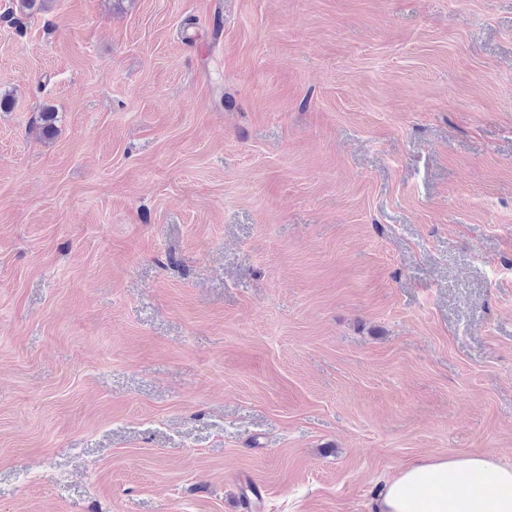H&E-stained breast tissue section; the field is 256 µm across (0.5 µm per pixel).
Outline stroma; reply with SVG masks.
I'll use <instances>...</instances> for the list:
<instances>
[{
	"instance_id": "35a3bbf8",
	"label": "stroma",
	"mask_w": 512,
	"mask_h": 512,
	"mask_svg": "<svg viewBox=\"0 0 512 512\" xmlns=\"http://www.w3.org/2000/svg\"><path fill=\"white\" fill-rule=\"evenodd\" d=\"M0 92V512L512 465V0H0Z\"/></svg>"
}]
</instances>
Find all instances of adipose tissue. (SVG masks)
Segmentation results:
<instances>
[{
    "label": "adipose tissue",
    "mask_w": 512,
    "mask_h": 512,
    "mask_svg": "<svg viewBox=\"0 0 512 512\" xmlns=\"http://www.w3.org/2000/svg\"><path fill=\"white\" fill-rule=\"evenodd\" d=\"M483 474L492 495L472 491L468 478ZM374 512H512V466L492 454L453 453L408 464L386 479Z\"/></svg>",
    "instance_id": "1"
}]
</instances>
